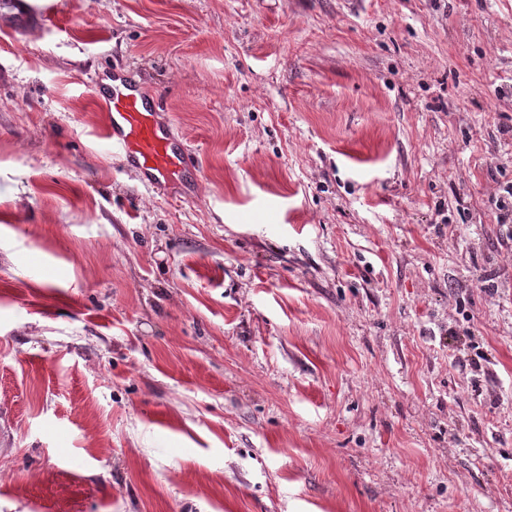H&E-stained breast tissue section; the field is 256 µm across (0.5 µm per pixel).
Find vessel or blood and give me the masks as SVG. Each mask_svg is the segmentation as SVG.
I'll list each match as a JSON object with an SVG mask.
<instances>
[{
    "label": "vessel or blood",
    "mask_w": 512,
    "mask_h": 512,
    "mask_svg": "<svg viewBox=\"0 0 512 512\" xmlns=\"http://www.w3.org/2000/svg\"><path fill=\"white\" fill-rule=\"evenodd\" d=\"M57 9L53 0L42 5H31L26 0L19 22L24 26L49 23ZM86 81L106 112L100 136L103 145L120 154L148 189L172 186L186 195L195 193L198 157L173 134L170 123L160 113L159 97L146 90L138 70L116 65L110 80H102L94 72L87 75Z\"/></svg>",
    "instance_id": "1"
}]
</instances>
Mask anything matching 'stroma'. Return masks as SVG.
I'll use <instances>...</instances> for the list:
<instances>
[{"label": "stroma", "instance_id": "1", "mask_svg": "<svg viewBox=\"0 0 512 512\" xmlns=\"http://www.w3.org/2000/svg\"><path fill=\"white\" fill-rule=\"evenodd\" d=\"M15 11L0 512H512V0ZM115 62L195 198L99 140ZM18 1L23 2V4H17L22 9V12L19 13L18 22L23 26L50 23L58 9V5L56 3L31 5L25 0Z\"/></svg>", "mask_w": 512, "mask_h": 512}]
</instances>
